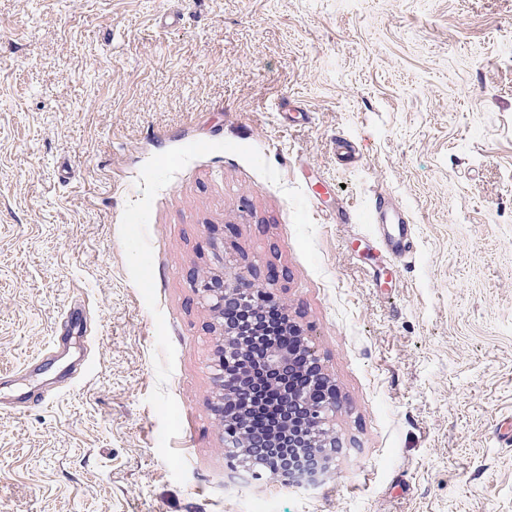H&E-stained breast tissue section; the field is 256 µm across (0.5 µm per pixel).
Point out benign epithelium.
<instances>
[{
    "label": "benign epithelium",
    "instance_id": "1",
    "mask_svg": "<svg viewBox=\"0 0 512 512\" xmlns=\"http://www.w3.org/2000/svg\"><path fill=\"white\" fill-rule=\"evenodd\" d=\"M212 247L217 267L194 271L191 279L220 337L212 410L230 448L226 465L257 477L265 472L284 485L313 479L331 468L340 448L328 428L336 385L311 335L272 291L226 271L224 241Z\"/></svg>",
    "mask_w": 512,
    "mask_h": 512
}]
</instances>
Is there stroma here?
<instances>
[{
  "label": "stroma",
  "mask_w": 512,
  "mask_h": 512,
  "mask_svg": "<svg viewBox=\"0 0 512 512\" xmlns=\"http://www.w3.org/2000/svg\"><path fill=\"white\" fill-rule=\"evenodd\" d=\"M219 227L336 384L318 481L224 464ZM506 421L512 0H0V512H512ZM386 202L379 200L375 208L385 216L387 232L380 240L385 251L397 258H401L410 252L411 228L395 212H391Z\"/></svg>",
  "instance_id": "obj_1"
}]
</instances>
